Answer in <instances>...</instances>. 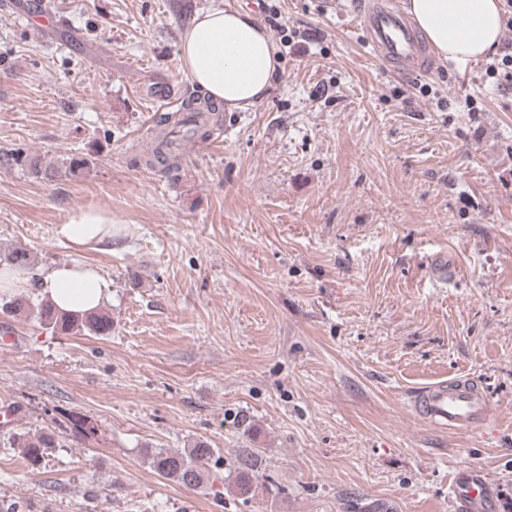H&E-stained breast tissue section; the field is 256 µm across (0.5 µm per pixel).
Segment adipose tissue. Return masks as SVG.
<instances>
[{"label": "adipose tissue", "mask_w": 512, "mask_h": 512, "mask_svg": "<svg viewBox=\"0 0 512 512\" xmlns=\"http://www.w3.org/2000/svg\"><path fill=\"white\" fill-rule=\"evenodd\" d=\"M407 14L436 55L456 65L482 58L501 38L500 0H404ZM180 54L191 81L226 110H245L262 100L282 62L268 32L236 8H213L196 17L180 37ZM112 214L102 208L73 210L57 233L74 249H92L112 240ZM37 287L58 309L84 314L100 309L111 282L80 261L36 277L0 271V294Z\"/></svg>", "instance_id": "ef3b65f1"}]
</instances>
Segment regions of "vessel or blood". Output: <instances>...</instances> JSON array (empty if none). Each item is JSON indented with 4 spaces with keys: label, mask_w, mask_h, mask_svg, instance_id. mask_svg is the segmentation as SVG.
Instances as JSON below:
<instances>
[{
    "label": "vessel or blood",
    "mask_w": 512,
    "mask_h": 512,
    "mask_svg": "<svg viewBox=\"0 0 512 512\" xmlns=\"http://www.w3.org/2000/svg\"><path fill=\"white\" fill-rule=\"evenodd\" d=\"M353 25L364 33L370 56L386 63L393 72H415L429 68L430 58L415 28L400 11L370 0L357 11ZM412 406L426 422L456 431L486 426L497 413L493 401L478 380L456 377L420 389ZM499 486L479 468L456 473L450 486L455 512H498Z\"/></svg>",
    "instance_id": "obj_1"
}]
</instances>
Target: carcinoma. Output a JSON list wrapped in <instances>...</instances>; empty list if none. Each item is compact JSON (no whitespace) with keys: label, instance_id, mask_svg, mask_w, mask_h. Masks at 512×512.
Instances as JSON below:
<instances>
[{"label":"carcinoma","instance_id":"carcinoma-1","mask_svg":"<svg viewBox=\"0 0 512 512\" xmlns=\"http://www.w3.org/2000/svg\"><path fill=\"white\" fill-rule=\"evenodd\" d=\"M214 111V107L205 103L195 107L194 115L202 121H179L171 123L170 116L160 118L158 132L153 148V161L165 164L170 159L176 145L177 126L186 128L187 134L201 140L208 137L205 130L208 118L206 113ZM13 267H31V254L23 248L14 249L0 257ZM0 310L11 315H32L40 325L45 326L58 334H71L86 332L92 336H108L112 333V315L106 311L94 312L85 316H67L56 311L46 300L34 304L23 296L3 298ZM12 445L23 448L27 457L37 461L43 456L46 449L53 447L54 438L48 433L31 435L29 433L14 432L10 436ZM221 457L218 450L210 447L206 442H196L193 447L185 450H170L160 448L147 454V461L154 471L161 477L173 480L188 489H197L203 485L209 473V467L218 465ZM260 473L259 452L255 448H240L236 451L229 464V477L232 478V487L236 495L247 502L255 495L257 479Z\"/></svg>","mask_w":512,"mask_h":512}]
</instances>
